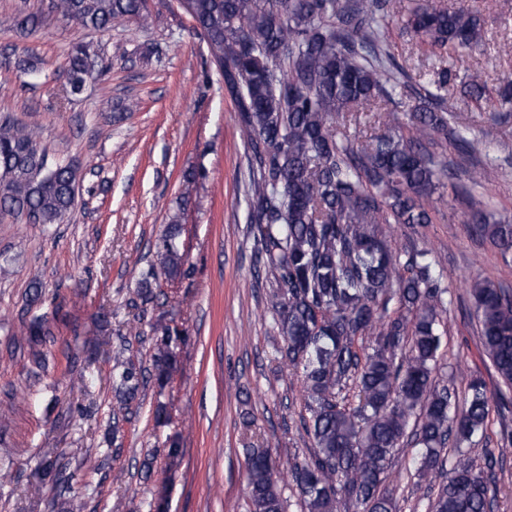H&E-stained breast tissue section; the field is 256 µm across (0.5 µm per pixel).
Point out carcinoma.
I'll return each instance as SVG.
<instances>
[{
	"label": "carcinoma",
	"mask_w": 512,
	"mask_h": 512,
	"mask_svg": "<svg viewBox=\"0 0 512 512\" xmlns=\"http://www.w3.org/2000/svg\"><path fill=\"white\" fill-rule=\"evenodd\" d=\"M234 98L248 151V223L257 273L268 284L274 359L299 374L301 426L308 455L283 467L265 446L244 449L248 512H286L284 486L306 512H336L345 497L358 512H398L383 489L399 449L418 448L411 494L428 512H487L500 488L496 469L512 450L486 453L446 467L448 444L460 446L489 424L485 382L470 378L465 408L451 411L456 394L438 376L444 330L443 274L427 250L396 252L384 224H429L426 200L453 178L448 164L427 149L435 137L452 138L464 154L475 145L449 126L442 98L408 84L389 53L383 27L391 0H184ZM51 12L79 31L106 32L146 18L144 0H52ZM47 16L12 18L26 35ZM403 29L455 60L483 42L472 9L416 5ZM107 64L93 44L71 45L63 76L71 95ZM464 89L477 101L491 97L480 76ZM408 89L414 134L394 129L395 98ZM382 126L364 140L351 128L361 118ZM77 168L49 157L36 133L0 120V214L32 224H58L73 209ZM469 231L512 256V224L489 219L487 203L465 188ZM180 227L167 225L155 244L156 263L141 280L133 306L144 314L157 300L153 281L181 273ZM482 352L512 389V291L484 278L468 288ZM396 310L390 311V304ZM32 346L49 334L38 317L29 326ZM173 358L169 330L156 344L152 367L159 385ZM144 380L141 367L113 355L112 441L121 433ZM43 475L61 488L66 466L48 462Z\"/></svg>",
	"instance_id": "obj_1"
}]
</instances>
